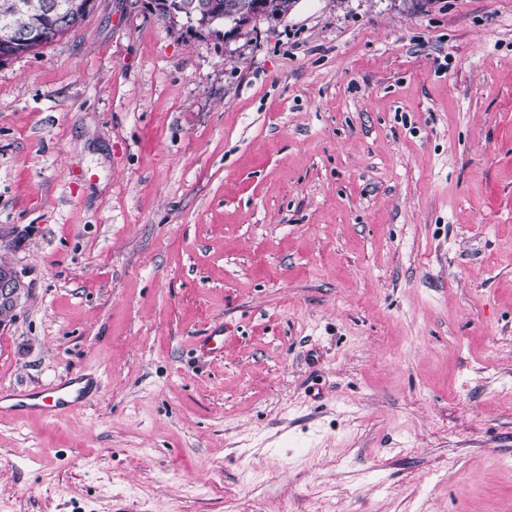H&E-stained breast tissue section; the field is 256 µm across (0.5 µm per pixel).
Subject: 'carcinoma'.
Masks as SVG:
<instances>
[{"mask_svg": "<svg viewBox=\"0 0 512 512\" xmlns=\"http://www.w3.org/2000/svg\"><path fill=\"white\" fill-rule=\"evenodd\" d=\"M211 13L217 15L214 24L208 29L221 34L219 27H230V32L241 30L237 19L238 5L252 7L254 18H275L288 12L291 0H207ZM80 0H0V31L7 30L13 36L0 38V57L9 59L31 53L39 45L27 39V34L53 32L59 29L60 17L70 11V4ZM192 0H150L153 12L167 25L168 31L178 32L171 13L188 8Z\"/></svg>", "mask_w": 512, "mask_h": 512, "instance_id": "cac0c4a2", "label": "carcinoma"}]
</instances>
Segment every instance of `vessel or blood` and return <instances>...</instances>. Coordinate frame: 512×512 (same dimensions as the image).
<instances>
[{
	"instance_id": "vessel-or-blood-1",
	"label": "vessel or blood",
	"mask_w": 512,
	"mask_h": 512,
	"mask_svg": "<svg viewBox=\"0 0 512 512\" xmlns=\"http://www.w3.org/2000/svg\"><path fill=\"white\" fill-rule=\"evenodd\" d=\"M90 397V388L83 375H75L49 388L17 394L14 403H7L0 393L1 415H28L44 420L83 409Z\"/></svg>"
}]
</instances>
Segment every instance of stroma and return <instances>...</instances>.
Segmentation results:
<instances>
[{"label": "stroma", "mask_w": 512, "mask_h": 512, "mask_svg": "<svg viewBox=\"0 0 512 512\" xmlns=\"http://www.w3.org/2000/svg\"><path fill=\"white\" fill-rule=\"evenodd\" d=\"M147 2L0 63V512H512V0ZM193 0H151L149 1L153 12L158 16L159 20L167 25L168 31L177 33L178 24H175L171 13L172 11L182 10L184 7L189 8ZM211 6L210 11L214 15H217L218 18L215 20L214 24L208 25L210 22V13L209 6L206 2H200L195 10L194 15L198 20H200L201 24L207 25L203 26L199 24L196 20L191 22L187 17V12L183 13L186 17V24H189L190 29L195 28H208L212 29L216 35H221V31L217 29L218 27H226L229 26L230 30L228 33H234L239 30H242V25H247L251 21L252 15H254L253 20L257 18H261L263 16L267 18H275L281 15H284L288 12V9L291 5V0H206ZM252 7L253 13L245 6ZM239 6V16L241 20V24L239 23V19H237V9L235 8ZM23 288L21 275L12 263L0 264V326L10 321ZM4 391L5 389L1 387V415L21 414L44 420L53 419L64 413H76L86 406L90 397L88 380L80 374L49 388L9 395H4ZM11 399L17 402L4 404L6 400Z\"/></svg>", "instance_id": "obj_1"}]
</instances>
